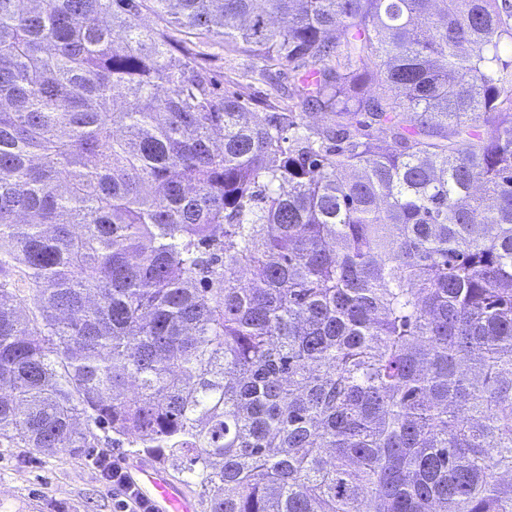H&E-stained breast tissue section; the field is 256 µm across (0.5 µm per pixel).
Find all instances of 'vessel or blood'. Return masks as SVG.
<instances>
[{
  "label": "vessel or blood",
  "mask_w": 512,
  "mask_h": 512,
  "mask_svg": "<svg viewBox=\"0 0 512 512\" xmlns=\"http://www.w3.org/2000/svg\"><path fill=\"white\" fill-rule=\"evenodd\" d=\"M127 476L151 512H198L196 499L163 465L132 460L127 464Z\"/></svg>",
  "instance_id": "1"
}]
</instances>
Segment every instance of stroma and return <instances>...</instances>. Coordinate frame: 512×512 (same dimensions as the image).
Masks as SVG:
<instances>
[{"instance_id":"35a3bbf8","label":"stroma","mask_w":512,"mask_h":512,"mask_svg":"<svg viewBox=\"0 0 512 512\" xmlns=\"http://www.w3.org/2000/svg\"><path fill=\"white\" fill-rule=\"evenodd\" d=\"M198 60L219 85L225 76L249 73V92L255 99L273 88L286 99L297 94L287 67L261 77L257 61L247 54H219L207 45L200 47ZM121 498L91 457L67 450L32 454L0 447V512H122Z\"/></svg>"}]
</instances>
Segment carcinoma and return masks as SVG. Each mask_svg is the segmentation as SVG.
Listing matches in <instances>:
<instances>
[{"mask_svg": "<svg viewBox=\"0 0 512 512\" xmlns=\"http://www.w3.org/2000/svg\"><path fill=\"white\" fill-rule=\"evenodd\" d=\"M510 46L512 0H0V443L113 434L206 512H512ZM199 52L198 61L211 71L214 81L221 89H224V78L229 75L238 78L244 84L249 83L248 92L256 100L264 98L271 87L278 89L279 94L288 101L289 98L296 99L297 88L294 85L288 66L273 69L266 76H259V64L252 57L244 53L224 54L217 48L204 45L197 49ZM220 53V54H216ZM249 72L253 78H239L236 74ZM252 72H255L252 74Z\"/></svg>", "mask_w": 512, "mask_h": 512, "instance_id": "cac0c4a2", "label": "carcinoma"}]
</instances>
